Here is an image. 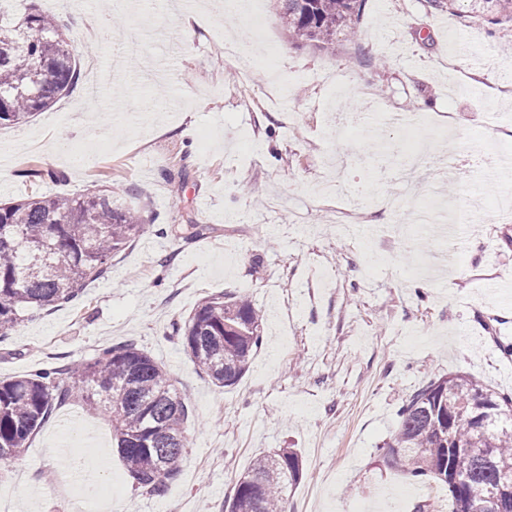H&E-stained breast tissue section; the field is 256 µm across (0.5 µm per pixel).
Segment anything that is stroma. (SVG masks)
I'll return each mask as SVG.
<instances>
[{
  "mask_svg": "<svg viewBox=\"0 0 512 512\" xmlns=\"http://www.w3.org/2000/svg\"><path fill=\"white\" fill-rule=\"evenodd\" d=\"M12 0L63 17L80 78L56 104L0 126V203L103 192L147 230L79 304L12 328L0 378L132 343L186 396L179 473L164 494L129 478L108 415L80 400L0 460V512H224L255 457L294 449L292 512H447L445 490L388 468L406 399L463 373L512 394V26L425 0H367L356 40L295 44L276 0ZM205 10L185 40L181 17ZM105 16L84 32L75 14ZM241 26L245 37L233 29ZM194 137L184 138V126ZM60 183L24 177L32 165ZM467 206L447 236L405 238L432 202ZM200 225V235L187 227ZM249 299L263 343L215 387L174 326L210 294Z\"/></svg>",
  "mask_w": 512,
  "mask_h": 512,
  "instance_id": "stroma-1",
  "label": "stroma"
}]
</instances>
